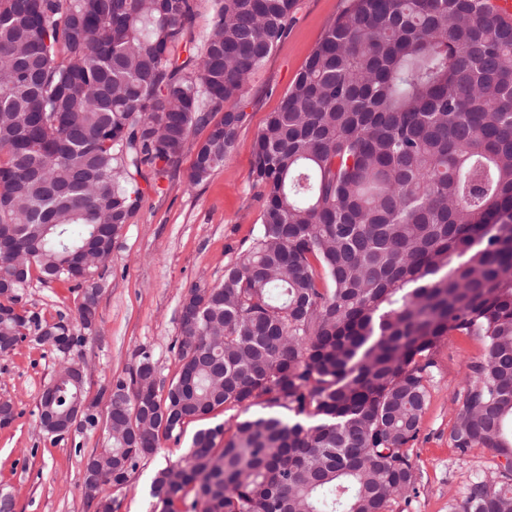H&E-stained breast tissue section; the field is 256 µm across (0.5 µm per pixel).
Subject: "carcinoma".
I'll list each match as a JSON object with an SVG mask.
<instances>
[{
    "label": "carcinoma",
    "instance_id": "carcinoma-1",
    "mask_svg": "<svg viewBox=\"0 0 512 512\" xmlns=\"http://www.w3.org/2000/svg\"><path fill=\"white\" fill-rule=\"evenodd\" d=\"M211 2L196 45L199 0H0V347L83 345L26 307L32 278L75 282L93 330L103 285L72 278L77 250L112 255L145 172L190 153L197 184L224 165L296 0ZM251 176L260 234L183 298L166 394L146 351L112 382L119 433L85 463L87 506L115 512L107 489L223 409L157 471L153 512H407L435 357L459 335L483 352L450 439L501 462L450 509L512 512V20L490 0H349ZM79 367L57 372L53 440L86 402ZM199 7L194 18L191 34L195 43L200 44L205 39L212 22V6L209 0H200Z\"/></svg>",
    "mask_w": 512,
    "mask_h": 512
}]
</instances>
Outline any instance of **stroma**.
Returning <instances> with one entry per match:
<instances>
[{"label":"stroma","mask_w":512,"mask_h":512,"mask_svg":"<svg viewBox=\"0 0 512 512\" xmlns=\"http://www.w3.org/2000/svg\"><path fill=\"white\" fill-rule=\"evenodd\" d=\"M348 0H297L287 36L273 48L245 91L246 117L231 154L203 182H189L192 155H185L168 177L146 188L138 212L112 248L102 279L96 329L68 358L86 367L88 400L99 419L110 408L103 389L125 376L138 350L151 353L160 390H167L178 369L171 345L179 334V306L194 286H215L224 279L243 244L261 227L262 201L251 170L258 131L303 69L328 23ZM29 305L47 321L75 317L80 291L63 281L32 279ZM483 344L474 336H452L441 345L429 383V399L420 438L413 448L418 495L409 512H448L477 477L495 463L492 451L460 455L449 433L455 421L454 396L466 385L467 366L480 357ZM52 347L31 340L0 356V400L16 408L11 425L0 427V489L14 499V512H88L81 487L84 462L101 448L103 427L48 438L37 404L64 358ZM195 425L180 441H164L158 453L142 458L127 486L117 492L116 512H152L149 489L156 472L184 454Z\"/></svg>","instance_id":"1"}]
</instances>
